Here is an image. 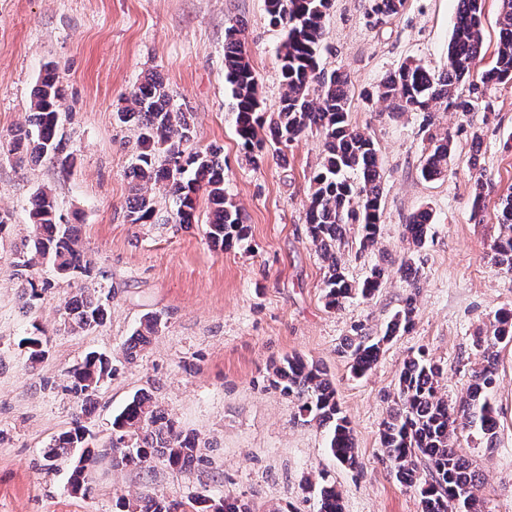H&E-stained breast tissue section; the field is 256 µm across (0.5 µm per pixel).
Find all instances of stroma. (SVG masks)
Instances as JSON below:
<instances>
[{"label": "stroma", "mask_w": 512, "mask_h": 512, "mask_svg": "<svg viewBox=\"0 0 512 512\" xmlns=\"http://www.w3.org/2000/svg\"><path fill=\"white\" fill-rule=\"evenodd\" d=\"M373 4L333 0L319 66L349 75V119L373 139L380 162L378 242L360 251L359 232L350 229L340 249L345 272L360 282L379 266L389 277L371 297L330 309L324 263L305 221L321 136L306 134L282 150L268 145L255 167L236 135L224 72L229 21L241 26L264 112L276 111L283 93L278 50L285 33L270 24L265 0H0V141L24 123L33 89L50 66L65 86L63 138L72 154L65 172L49 162L21 167L0 156V214L8 218L0 234V512H122V501L139 493L183 499L199 492L239 497L262 512L271 505L318 512L306 480L321 473L339 491L343 512H422L419 493L396 480L379 428L408 355L425 350L443 369L442 394L458 401L483 360L477 329L512 310V276L490 260L500 202L512 193V83L492 88L465 114H396L368 101L366 91L403 62L432 72L446 68L457 8V0H406L399 14L379 22ZM151 73L192 113L193 149L221 148L224 189L250 226L246 241L212 247L203 233V203L193 224L127 222L126 172L136 135L116 114L132 86ZM432 134L449 137L451 152L446 175L427 180L421 164ZM479 180L484 207L476 216ZM42 187L95 260L93 286L111 316L94 331L73 334L62 325L64 303L80 281L39 266L38 279L50 287L30 310L12 277L15 249L31 231V198ZM424 208L432 220L416 248L402 231ZM409 257L422 271L414 291L400 272ZM410 295L418 307L412 329L385 347L365 377L352 378L343 343L380 336ZM149 312L160 316L162 330L124 362L122 347ZM37 325L49 336V355L30 372L19 341ZM90 351L112 354L117 371L83 417L63 388L64 375ZM286 355L328 371L360 467L330 456L325 428L303 422L296 400L269 386L270 363ZM145 385L180 429L200 436L202 462L181 470L157 461L147 474L100 466L90 490L73 493L69 464L46 466L44 448L77 418L94 442L105 441L113 415ZM493 394L494 439L467 430L459 443L479 475L488 512H512V343L498 350Z\"/></svg>", "instance_id": "35a3bbf8"}]
</instances>
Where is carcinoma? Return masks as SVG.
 <instances>
[{"label":"carcinoma","instance_id":"carcinoma-1","mask_svg":"<svg viewBox=\"0 0 512 512\" xmlns=\"http://www.w3.org/2000/svg\"><path fill=\"white\" fill-rule=\"evenodd\" d=\"M404 0H376L373 13L383 20L397 15ZM331 0H266L269 22L286 30L279 57L285 91L278 112L265 118L258 95L255 71L240 38L238 23L225 29L224 66L226 79L235 100L236 132L239 144L253 163L264 158V139L269 130L275 144L288 146L308 130L323 136V157L309 178L306 209L308 237L327 266L325 299L330 308L341 307L346 300L368 298L386 276L383 268H374L362 282L351 280L341 263L339 246L349 226L359 225L360 245H374L382 222L383 189L377 149L373 140L349 120L351 100L348 76L319 68V52L325 35L324 19ZM483 0H457L456 16L448 44V67L432 73L419 63H406L389 73L376 86L377 99L400 112H432L451 108L469 112L491 87L512 83V0H502L499 17V46L495 65L475 83L471 68L481 57ZM63 89L59 75L48 69L41 78L25 124L16 127L0 151L15 162L37 164L44 159L66 164L63 137L60 135ZM117 112L118 119L137 128L139 153L129 167L131 197L126 219L130 224H153L158 189L174 202L170 219L176 224L195 222L199 197L209 207L204 233L215 246L229 247L249 236L236 202L224 193V164L218 150L195 151L189 148L195 128L192 115L172 102L163 82L147 75L137 82ZM422 175L435 179L448 167V137L430 136ZM31 244L12 262V276L27 296L28 307L50 288L39 281L35 270L48 263L57 274L68 279L90 280L94 262L83 249L77 230L62 222L51 193L40 188L31 202ZM430 214L419 211L404 225V235L415 246L426 236ZM499 224L502 234L491 247V261L512 273V194L501 202ZM416 306L408 296L395 312L382 336H365L346 344L351 373L364 376L376 364L382 347L414 325ZM109 316L108 304L92 288H79L65 302L64 328L73 334L87 333L103 326ZM20 341L27 349L26 367L34 370L43 362L48 349L47 336L39 325ZM161 331L158 316L147 314L123 347L131 361L137 352L150 345ZM476 345L482 348L484 363L471 374L466 396L451 405L439 392V365L425 353L410 356L403 365L397 385V407L380 428L383 448L393 466L397 481L417 488L424 512H454L452 501L459 499L461 512H487L476 494L478 478L472 463L455 446L464 429L476 430L493 438L498 427L493 401L496 376V348L512 343V311L496 314L489 328L478 333ZM116 368L112 357L90 352L67 371L70 391L81 399V412L93 404V396L104 379L112 378ZM270 385L299 402V416L329 429L327 450L340 464H358L352 430L342 415L336 389L323 368L307 364L297 356H285L275 364ZM129 440L130 446L118 447ZM201 440L179 431L173 419L157 402L153 391L137 390L112 420V438L103 451L89 447L87 428L76 420L44 448L50 464L71 459V485L79 490L87 484L86 471L100 460L111 458L112 466H134L150 471L151 463L163 460L184 469L202 461ZM318 512H343L336 488L324 474L317 482ZM124 506L129 512H259L244 499H215L200 493L186 502L157 496H138Z\"/></svg>","mask_w":512,"mask_h":512}]
</instances>
